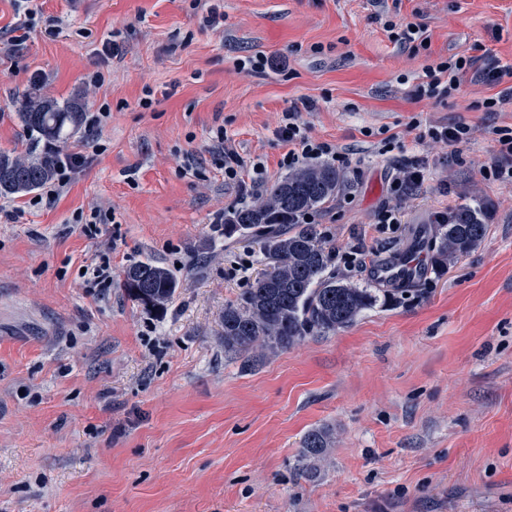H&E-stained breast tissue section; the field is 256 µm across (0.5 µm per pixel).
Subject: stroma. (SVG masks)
Listing matches in <instances>:
<instances>
[{
	"instance_id": "stroma-1",
	"label": "stroma",
	"mask_w": 512,
	"mask_h": 512,
	"mask_svg": "<svg viewBox=\"0 0 512 512\" xmlns=\"http://www.w3.org/2000/svg\"><path fill=\"white\" fill-rule=\"evenodd\" d=\"M217 4L224 21L203 27ZM35 24L0 54V150L26 153L19 101L39 84L107 107L102 152L53 205L1 198L0 512H512V187L481 180L493 87L463 82L437 103L414 90L426 57L491 53L512 64V0H402L429 56L391 42L373 0H29ZM61 31L45 32L49 21ZM114 38L118 56L102 59ZM264 55L262 71L243 69ZM104 80L90 86L87 76ZM154 103L143 108L144 87ZM308 136L348 153L340 194L315 212L335 244L363 241L382 262L429 263L406 295L345 329L274 354L224 351V308L264 270L259 242L215 218L238 205L210 149L216 128L263 187L287 176L280 118L302 99ZM472 129L461 159L409 131L412 116ZM425 157L426 181L402 205L400 240L376 224L392 172L381 139ZM194 154L204 174L183 173ZM480 205L484 240L443 261L438 214ZM110 225L83 234L78 214ZM112 285L81 270L102 251ZM171 269L165 310L131 299L130 265ZM328 434L303 460L309 431Z\"/></svg>"
}]
</instances>
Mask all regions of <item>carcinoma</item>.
Wrapping results in <instances>:
<instances>
[{
	"instance_id": "1",
	"label": "carcinoma",
	"mask_w": 512,
	"mask_h": 512,
	"mask_svg": "<svg viewBox=\"0 0 512 512\" xmlns=\"http://www.w3.org/2000/svg\"><path fill=\"white\" fill-rule=\"evenodd\" d=\"M79 99L60 101L36 92L25 95L17 112L23 136L33 144L30 157L0 151V197L22 196L43 187L59 162L37 144L63 143L82 121ZM340 174L331 165H308L274 183L266 197L245 204L224 221V234L240 233L259 240L270 269L244 289L238 300L224 307V351L245 354L253 350L277 351L309 336H321L351 326L379 299L372 288L336 278L331 271L334 246L313 224L298 217L323 207L336 197ZM487 224L481 208L464 205L450 212L448 223L437 225L434 246L453 260L470 253L485 238ZM122 287L146 307L165 308L177 287L169 270L151 262L125 269ZM326 435L318 430L303 439L302 458L323 453Z\"/></svg>"
}]
</instances>
